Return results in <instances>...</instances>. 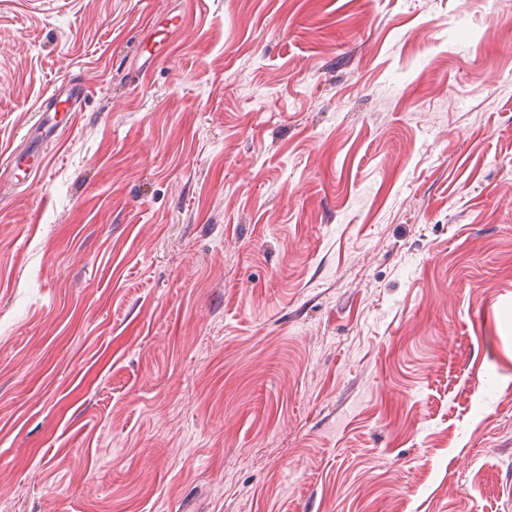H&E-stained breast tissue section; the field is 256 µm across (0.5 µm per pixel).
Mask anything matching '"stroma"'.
<instances>
[{
  "label": "stroma",
  "instance_id": "1",
  "mask_svg": "<svg viewBox=\"0 0 512 512\" xmlns=\"http://www.w3.org/2000/svg\"><path fill=\"white\" fill-rule=\"evenodd\" d=\"M16 152L0 512H512V0H0Z\"/></svg>",
  "mask_w": 512,
  "mask_h": 512
}]
</instances>
